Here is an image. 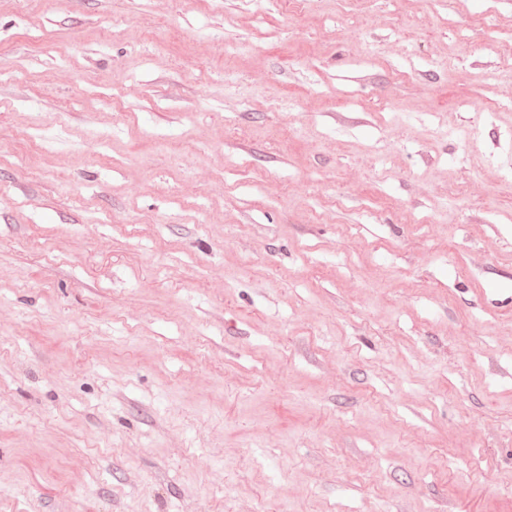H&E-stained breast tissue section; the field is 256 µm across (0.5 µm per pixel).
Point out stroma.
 I'll return each mask as SVG.
<instances>
[{
    "mask_svg": "<svg viewBox=\"0 0 512 512\" xmlns=\"http://www.w3.org/2000/svg\"><path fill=\"white\" fill-rule=\"evenodd\" d=\"M0 512H512V0H0Z\"/></svg>",
    "mask_w": 512,
    "mask_h": 512,
    "instance_id": "35a3bbf8",
    "label": "stroma"
}]
</instances>
